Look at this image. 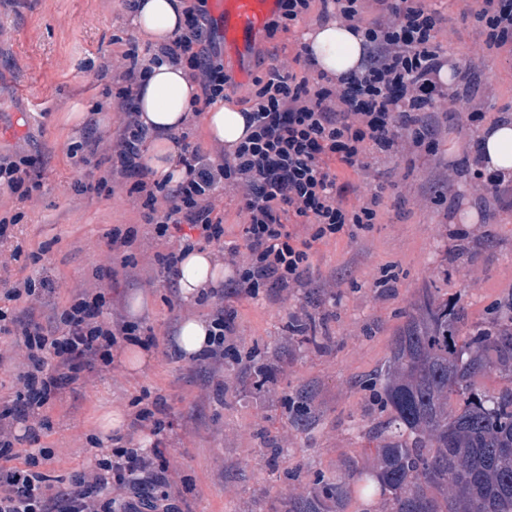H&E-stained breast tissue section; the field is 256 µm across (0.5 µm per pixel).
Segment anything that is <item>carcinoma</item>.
<instances>
[{
	"mask_svg": "<svg viewBox=\"0 0 512 512\" xmlns=\"http://www.w3.org/2000/svg\"><path fill=\"white\" fill-rule=\"evenodd\" d=\"M465 309L423 288L398 327L380 372L386 417L367 428L372 444L332 480L284 498V512H345L369 476L383 512H512V295L461 336ZM291 332L317 342L315 324ZM494 372L509 385L489 392Z\"/></svg>",
	"mask_w": 512,
	"mask_h": 512,
	"instance_id": "obj_1",
	"label": "carcinoma"
}]
</instances>
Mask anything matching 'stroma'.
I'll return each mask as SVG.
<instances>
[{
  "instance_id": "1",
  "label": "stroma",
  "mask_w": 512,
  "mask_h": 512,
  "mask_svg": "<svg viewBox=\"0 0 512 512\" xmlns=\"http://www.w3.org/2000/svg\"><path fill=\"white\" fill-rule=\"evenodd\" d=\"M448 20L447 49L463 75L476 74L495 88L488 103L493 118L512 119V63H471L466 49L478 27L462 17L454 0H442ZM123 0H0V152L24 146L44 159L35 201L9 195L0 203L22 215L19 229L32 243H45L40 260L21 256L16 269L35 277H64L69 288H88L108 250L113 225L137 231L136 267L120 273L112 305L129 314L132 296H148L140 321L173 348V334L187 318H206L216 303L185 305L177 280L153 262L163 246L125 190L111 199L79 195L84 165L65 155L67 142L81 140L87 121L98 133L118 128L104 104L112 85L100 69L136 35L126 24ZM306 24L269 39L259 37L244 60L250 77L266 76L273 58H286L289 41L301 40ZM80 123H70V115ZM437 158L402 155L373 159L367 173H342L348 201L381 192V219L356 238L342 237L314 248L303 284L292 292L260 293L256 299L225 297L235 310L239 359L227 360L223 381L205 363L151 353L143 369L116 361L113 373L76 386L51 413L53 433L45 443L65 451L64 463L45 473L67 475L95 461L88 435L102 413L126 408L141 389L166 399L173 427L164 436L173 456L170 482L183 512H282L280 501L317 479L335 477L344 462L360 459L359 427L380 417L371 380L383 366L392 336L424 288L463 305L469 324L482 322L512 293V209L492 194L476 195L466 175L442 188L437 163L463 167L477 137L438 113ZM471 256L455 257L457 244ZM338 281L329 292L327 281ZM316 321L317 345L288 337L295 315ZM270 370L276 383L257 399L255 373Z\"/></svg>"
}]
</instances>
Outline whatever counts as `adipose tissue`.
Segmentation results:
<instances>
[{"label":"adipose tissue","instance_id":"ef3b65f1","mask_svg":"<svg viewBox=\"0 0 512 512\" xmlns=\"http://www.w3.org/2000/svg\"><path fill=\"white\" fill-rule=\"evenodd\" d=\"M181 0H140L128 16L130 28L153 47L168 43L178 27ZM303 40L312 51L317 71L339 76L355 68L362 57L361 41L336 20L313 26ZM201 95L199 85L182 67L163 62L144 75L137 96L142 122L151 132V145L141 162L152 178L177 184L185 170L178 165L179 146L174 138L186 128L193 105ZM204 126L211 143L233 149L245 134L242 110L218 101L204 110ZM481 145L490 168L512 175V120L488 124ZM224 280V266L211 251L195 250L182 261L178 286L185 302L195 303L201 290L216 288Z\"/></svg>","mask_w":512,"mask_h":512}]
</instances>
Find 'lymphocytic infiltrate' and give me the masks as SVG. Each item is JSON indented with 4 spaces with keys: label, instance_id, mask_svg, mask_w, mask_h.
Listing matches in <instances>:
<instances>
[{
    "label": "lymphocytic infiltrate",
    "instance_id": "1",
    "mask_svg": "<svg viewBox=\"0 0 512 512\" xmlns=\"http://www.w3.org/2000/svg\"><path fill=\"white\" fill-rule=\"evenodd\" d=\"M208 0H183L184 21L168 46L131 44L123 51L113 99L120 125L104 137L88 133L66 146L68 158L88 169L81 192L111 198L116 186L152 224L167 252L158 265L177 274L185 251L197 242L215 246L234 269L230 290L210 288L204 298L224 293L256 298L261 289L294 290L309 269L312 248L340 235L356 236L376 224L380 198L349 203L332 162L364 172L378 155L402 151L432 156L438 132L428 113L452 104L460 127L476 129L487 119L483 104L445 89L441 72L446 19L431 0H279L266 27L268 38L290 32L309 19H336L363 39L364 57L348 74L311 79L307 45H298L291 67L272 66L255 77L249 93V135L232 151L212 157L201 147L178 158L185 179L168 187L150 178L139 163L149 140L135 109L136 88L151 63L165 59L185 68L198 83L204 104L224 99L230 81L224 70ZM461 15L473 19L480 37L468 52L490 61L512 60V0H462ZM42 168L34 155H0V191L28 201L40 187ZM238 194L244 216L241 244L224 242V218L216 187ZM133 228L112 227L109 249L97 266V287L63 290L60 283L16 275L0 284V364L9 363L13 380L0 395V512H182L171 491V456L163 440L170 427L162 396L141 390L130 403L133 431L154 436L152 448L117 445L101 449L94 465L67 477H50L45 464L63 462L60 449L41 445L50 437L53 406L67 390L113 368L112 352L122 344L147 342L154 334L139 323L111 313L109 292L123 267L135 265ZM59 305L56 325L47 330L29 315L47 295ZM234 311L216 307L209 319L211 341L201 358L212 373L235 356ZM33 450L19 452L20 440Z\"/></svg>",
    "mask_w": 512,
    "mask_h": 512
}]
</instances>
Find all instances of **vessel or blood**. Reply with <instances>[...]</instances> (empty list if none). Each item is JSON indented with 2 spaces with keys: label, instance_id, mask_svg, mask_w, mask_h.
Returning <instances> with one entry per match:
<instances>
[{
  "label": "vessel or blood",
  "instance_id": "b4317fda",
  "mask_svg": "<svg viewBox=\"0 0 512 512\" xmlns=\"http://www.w3.org/2000/svg\"><path fill=\"white\" fill-rule=\"evenodd\" d=\"M224 34V51L233 60L247 54L254 37L277 11L278 0H210Z\"/></svg>",
  "mask_w": 512,
  "mask_h": 512
}]
</instances>
